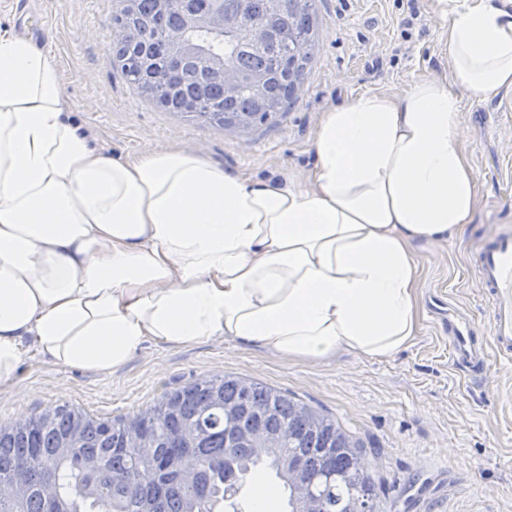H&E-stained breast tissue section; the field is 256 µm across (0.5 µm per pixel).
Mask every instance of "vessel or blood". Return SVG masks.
<instances>
[{
	"mask_svg": "<svg viewBox=\"0 0 512 512\" xmlns=\"http://www.w3.org/2000/svg\"><path fill=\"white\" fill-rule=\"evenodd\" d=\"M470 266L489 303L488 334L474 336L470 321L449 312L450 359L455 368L481 372L489 355L504 363L512 361V232L494 235L475 252Z\"/></svg>",
	"mask_w": 512,
	"mask_h": 512,
	"instance_id": "1",
	"label": "vessel or blood"
}]
</instances>
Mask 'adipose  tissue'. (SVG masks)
<instances>
[{
  "label": "adipose tissue",
  "mask_w": 512,
  "mask_h": 512,
  "mask_svg": "<svg viewBox=\"0 0 512 512\" xmlns=\"http://www.w3.org/2000/svg\"><path fill=\"white\" fill-rule=\"evenodd\" d=\"M452 80L324 112L307 184L183 148L105 155L56 63L0 32V390L31 355L100 373L215 338L390 357L419 332L414 243L459 233L477 186L457 89L512 88V0H430Z\"/></svg>",
  "instance_id": "obj_1"
}]
</instances>
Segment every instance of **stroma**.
<instances>
[{
  "mask_svg": "<svg viewBox=\"0 0 512 512\" xmlns=\"http://www.w3.org/2000/svg\"><path fill=\"white\" fill-rule=\"evenodd\" d=\"M39 2L52 26L42 51L62 73L75 120L108 155L179 145L256 181L302 183L316 163L313 136L329 107L366 92L399 97L415 82L451 78L447 32L429 0H316V48L295 101L274 122L227 131L159 109L112 66L119 0ZM459 98L478 206L460 234L415 246L421 330L411 347L391 357L342 350L306 361L234 340L150 343L105 374L35 358L22 367L18 389L0 392V423L57 406L112 420L153 406L164 391L232 374L288 392L356 438L371 463L376 512H512V364L469 379L452 366L448 335L429 307L430 294H444L485 333L489 309L469 257L512 227V90Z\"/></svg>",
  "mask_w": 512,
  "mask_h": 512,
  "instance_id": "stroma-1",
  "label": "stroma"
}]
</instances>
